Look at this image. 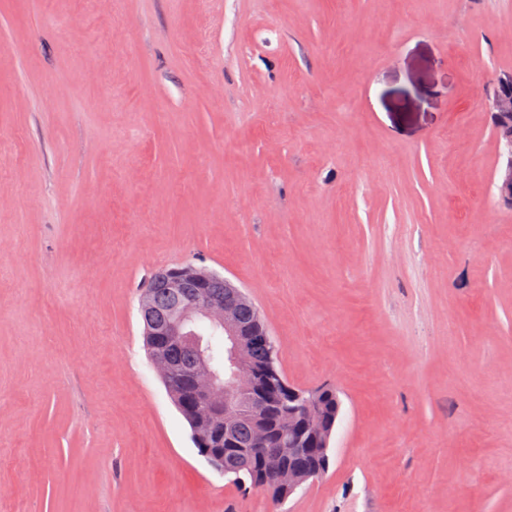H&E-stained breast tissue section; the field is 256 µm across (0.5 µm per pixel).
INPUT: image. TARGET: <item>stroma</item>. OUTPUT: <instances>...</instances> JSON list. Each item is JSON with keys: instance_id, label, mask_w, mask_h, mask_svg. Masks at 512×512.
<instances>
[{"instance_id": "1", "label": "stroma", "mask_w": 512, "mask_h": 512, "mask_svg": "<svg viewBox=\"0 0 512 512\" xmlns=\"http://www.w3.org/2000/svg\"><path fill=\"white\" fill-rule=\"evenodd\" d=\"M509 72L512 0H0V512H512ZM182 264L339 393L284 503L151 365ZM489 109L496 138L501 148V162L495 172L499 199L512 206V74L498 77L494 93L489 95Z\"/></svg>"}]
</instances>
